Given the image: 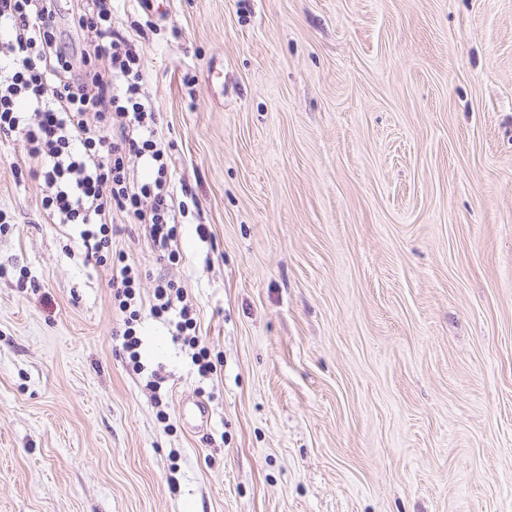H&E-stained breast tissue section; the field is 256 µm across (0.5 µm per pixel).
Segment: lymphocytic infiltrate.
I'll list each match as a JSON object with an SVG mask.
<instances>
[{"label":"lymphocytic infiltrate","instance_id":"f902f5d3","mask_svg":"<svg viewBox=\"0 0 512 512\" xmlns=\"http://www.w3.org/2000/svg\"><path fill=\"white\" fill-rule=\"evenodd\" d=\"M113 0H0V136L22 143L15 167L42 178V209L53 224H76L86 260L112 267L113 302L122 316L123 347L140 366L142 313L168 321L201 376L215 371L185 288L160 279L142 301V272L112 251L114 213L141 224L158 260L177 263L186 204L156 128V107L143 87V58L113 25ZM155 171L139 181L134 161Z\"/></svg>","mask_w":512,"mask_h":512}]
</instances>
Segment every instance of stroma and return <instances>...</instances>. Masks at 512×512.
<instances>
[{
	"mask_svg": "<svg viewBox=\"0 0 512 512\" xmlns=\"http://www.w3.org/2000/svg\"><path fill=\"white\" fill-rule=\"evenodd\" d=\"M116 18L195 205L179 263L122 214L113 242L217 371L146 314L133 372L110 267L0 141V512H512V0ZM149 313L154 318L168 320L172 336L188 352L202 377L217 371L208 348L199 337L196 310L185 288L170 279L161 278L149 300Z\"/></svg>",
	"mask_w": 512,
	"mask_h": 512,
	"instance_id": "obj_1",
	"label": "stroma"
}]
</instances>
